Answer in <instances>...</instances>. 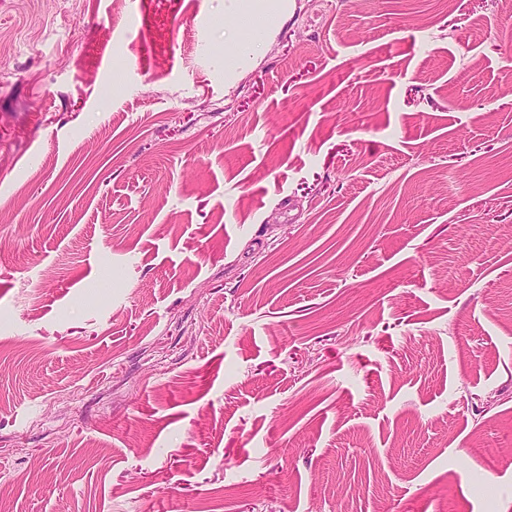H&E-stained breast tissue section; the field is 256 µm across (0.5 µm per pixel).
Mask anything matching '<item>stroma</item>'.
Masks as SVG:
<instances>
[{
    "label": "stroma",
    "mask_w": 512,
    "mask_h": 512,
    "mask_svg": "<svg viewBox=\"0 0 512 512\" xmlns=\"http://www.w3.org/2000/svg\"><path fill=\"white\" fill-rule=\"evenodd\" d=\"M0 0V512H512V0ZM250 4L248 0H228L224 3V9L236 16L241 27L261 32L267 24L266 16L254 11Z\"/></svg>",
    "instance_id": "35a3bbf8"
}]
</instances>
